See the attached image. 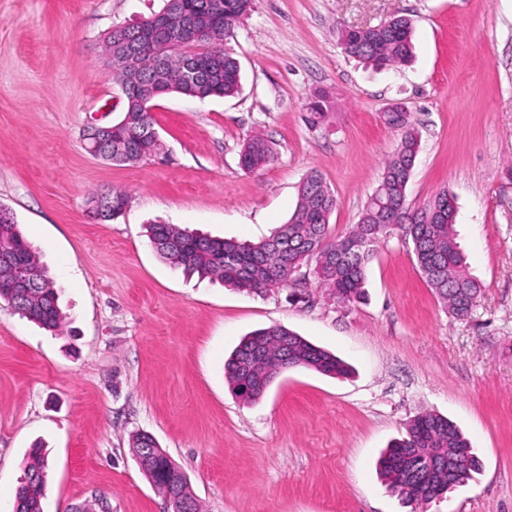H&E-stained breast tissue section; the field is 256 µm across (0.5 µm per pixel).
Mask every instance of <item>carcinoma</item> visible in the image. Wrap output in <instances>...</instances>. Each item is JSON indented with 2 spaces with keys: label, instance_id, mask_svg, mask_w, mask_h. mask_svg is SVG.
<instances>
[{
  "label": "carcinoma",
  "instance_id": "carcinoma-1",
  "mask_svg": "<svg viewBox=\"0 0 512 512\" xmlns=\"http://www.w3.org/2000/svg\"><path fill=\"white\" fill-rule=\"evenodd\" d=\"M253 8V0H165L163 8L143 22L117 27L106 37L112 43V59L145 39L150 26L162 15L179 10L206 16L200 33L171 31L168 44L157 45L137 62L140 93L126 104L124 125L109 135L99 157L125 153L130 162L151 155L158 141L145 135L154 129L148 96L155 86L191 98L232 96L240 90V65L219 44ZM413 26L398 16L382 28L341 26L337 28L344 52L379 68L405 66L413 58ZM384 124L401 133L400 140L384 161L377 190L366 202L360 219L348 233L333 237L329 223L337 199L322 175L312 172L299 188L297 207L287 223L256 242L211 237L176 224H150L148 238L158 256L189 274L217 280L248 293L272 288L301 287L295 278L302 266L313 260L321 284L342 303L363 295L366 270L376 244L399 225L402 236L412 243L417 266L437 297L457 317L469 314L481 288L465 269L463 252L454 233L455 197L442 190L429 202L428 210L415 212L406 197L420 141L409 115L401 109L383 113ZM274 161L269 142L261 135L249 137L240 152L246 172L259 171ZM112 208L104 219L119 217L128 204L123 191L110 193ZM351 239L363 242L353 255L345 245ZM0 251H9L29 263L31 287L20 291L0 287V300L23 317L57 332L64 315L58 306L54 281L40 262L36 250L22 236L13 214L0 207ZM306 368L329 376H344L347 365L332 353L282 326H270L244 337L225 362V376L242 399H260L274 379L288 366ZM155 440L144 433L132 437L133 453L147 456L144 475L164 495L190 497V491L170 485L165 469L169 460L156 457ZM463 464L448 483V458ZM47 462L42 448L30 450L24 477L14 500V512H42L46 494ZM380 475L409 505L440 499L465 485L480 472L478 456L468 439L448 418L423 412L405 425V435L391 443L378 462Z\"/></svg>",
  "mask_w": 512,
  "mask_h": 512
}]
</instances>
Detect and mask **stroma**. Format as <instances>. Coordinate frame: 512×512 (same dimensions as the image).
<instances>
[{
	"instance_id": "1",
	"label": "stroma",
	"mask_w": 512,
	"mask_h": 512,
	"mask_svg": "<svg viewBox=\"0 0 512 512\" xmlns=\"http://www.w3.org/2000/svg\"><path fill=\"white\" fill-rule=\"evenodd\" d=\"M163 5L0 0V206L67 315L54 335L0 301V512L37 444L48 454L43 512H171L133 456L139 432L186 473L203 512H512V0H254L223 42L240 64L239 93L157 100V154L116 166L83 140L124 111L104 41ZM395 16L414 22L410 64L377 70L343 52L337 23ZM319 92L327 117L314 128ZM395 102L421 139L409 205L444 189L456 199L454 230L481 287L467 318L436 298L397 232L350 304L310 266L301 291L247 293L186 277L150 245L153 221L268 236L313 171L338 201L331 234L349 232L399 141L381 119ZM256 132L276 159L248 173L240 152ZM115 189L130 196L123 214L95 218L91 198ZM275 325L350 375L291 369L244 402L224 362L245 335ZM428 410L461 429L482 467L414 508L377 461Z\"/></svg>"
}]
</instances>
